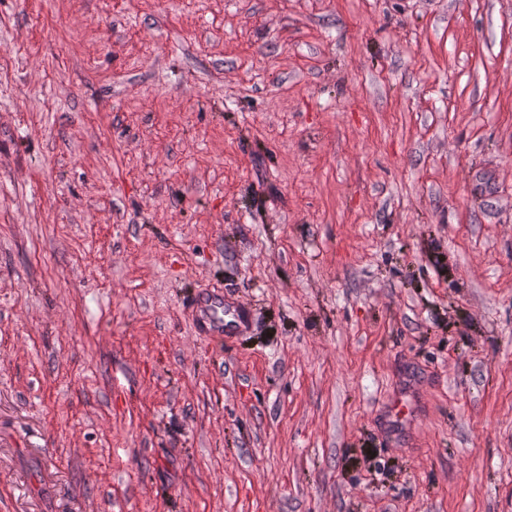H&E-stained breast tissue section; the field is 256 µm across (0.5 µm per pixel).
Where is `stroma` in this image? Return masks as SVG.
Wrapping results in <instances>:
<instances>
[{
    "mask_svg": "<svg viewBox=\"0 0 512 512\" xmlns=\"http://www.w3.org/2000/svg\"><path fill=\"white\" fill-rule=\"evenodd\" d=\"M0 512H512V0H0ZM190 312L197 324L214 336H233L250 325L248 311L224 299L219 292L205 293L190 303Z\"/></svg>",
    "mask_w": 512,
    "mask_h": 512,
    "instance_id": "1",
    "label": "stroma"
}]
</instances>
